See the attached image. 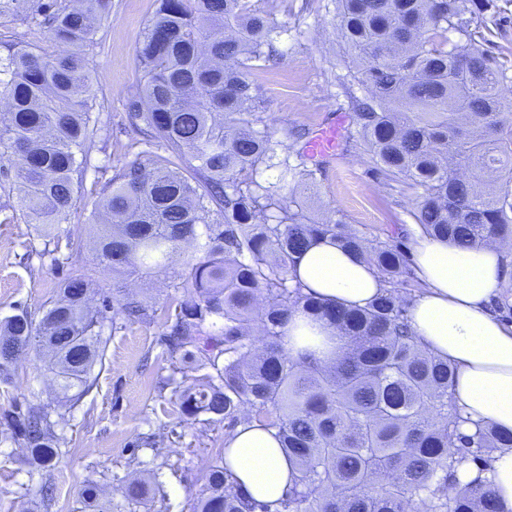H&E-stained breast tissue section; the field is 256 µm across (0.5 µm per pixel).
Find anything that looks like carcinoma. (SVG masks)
Here are the masks:
<instances>
[{"label":"carcinoma","mask_w":512,"mask_h":512,"mask_svg":"<svg viewBox=\"0 0 512 512\" xmlns=\"http://www.w3.org/2000/svg\"><path fill=\"white\" fill-rule=\"evenodd\" d=\"M20 21L39 22L60 47L17 46L0 38V157H17L20 210L44 238L41 256L59 264L74 251L61 228L81 189L99 117L87 97L96 25L112 0H17ZM135 44L142 78L130 103L143 138L134 159L100 192L93 225L98 257L117 276L168 269L174 296L160 338L165 353L199 355L209 372L189 385L173 379L182 420L208 416L233 431L257 423L274 432L296 474L277 503L246 496L226 460L211 466L192 512H505L488 471L512 448L489 424L463 430L453 401L456 368L422 347L396 285L412 259L393 240L376 246L340 219L313 222L288 180L318 165L305 149L276 159L267 131L243 119L261 106L253 71L276 54L271 15L253 0H157ZM339 33L357 63L347 81L357 133L376 169L416 194L421 231L471 247L512 243V84L505 63L484 48L479 15L492 0H336ZM275 168L277 182L261 178ZM329 238L371 265L383 292L364 308L304 293L297 259ZM89 276L74 267L54 300L0 320V383L12 382L15 349L33 352L54 376L59 406L71 410L96 382L116 326L110 306L91 309ZM300 312L340 328L341 354L326 365L305 348L291 353L283 328ZM128 320L151 316L134 298ZM263 328L255 348L250 325ZM250 412H245V409ZM65 414L40 402L0 414L27 464L60 459ZM474 466L478 476L459 474ZM44 505L45 480L26 487ZM88 512H112L102 485L86 479Z\"/></svg>","instance_id":"1"}]
</instances>
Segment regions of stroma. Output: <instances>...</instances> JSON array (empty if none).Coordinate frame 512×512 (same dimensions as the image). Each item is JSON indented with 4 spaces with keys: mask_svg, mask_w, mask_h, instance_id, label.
Masks as SVG:
<instances>
[{
    "mask_svg": "<svg viewBox=\"0 0 512 512\" xmlns=\"http://www.w3.org/2000/svg\"><path fill=\"white\" fill-rule=\"evenodd\" d=\"M258 5L283 28L275 42L276 59L252 75L264 102L260 125L276 155L294 154L328 124L340 131L335 157L314 169L298 189L305 214L315 221L342 218L373 245L391 238L410 242L418 230L411 216L414 191L379 174L367 147L346 137L352 127L351 99L363 91L342 84L350 57L337 33L335 0H258ZM155 9V0H112L111 14L97 26L102 46L90 57L91 103L107 130L95 137L82 189L65 223L78 249L71 261L54 266L41 258L43 241L26 216L0 224V319L54 296L74 265L87 269L99 287L91 307H99L103 294L117 285L111 270L100 265L88 232L100 190L130 159L136 130L129 102L141 76L134 46ZM483 25L488 52L512 62V0H494ZM178 272L174 266L167 273L117 285L122 293L144 299L152 319L125 324L112 334L96 386L71 412L63 430L61 456L52 471L57 496L48 512H82L78 490L89 477L102 484L114 512H189L190 502L203 492L226 432L199 419L181 421L170 409L172 389L166 381L180 361L162 355L158 339L173 296L169 283ZM13 370L12 383H0V409L13 401L55 400L56 381L40 372L34 354H21ZM153 436L168 448L167 461L148 446ZM23 454L0 435V512H41L23 496L25 484L40 479L30 473ZM157 468L162 475L155 485L151 479ZM136 477L148 481L147 505L125 497L128 481Z\"/></svg>",
    "mask_w": 512,
    "mask_h": 512,
    "instance_id": "35a3bbf8",
    "label": "stroma"
}]
</instances>
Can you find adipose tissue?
Here are the masks:
<instances>
[{
	"label": "adipose tissue",
	"mask_w": 512,
	"mask_h": 512,
	"mask_svg": "<svg viewBox=\"0 0 512 512\" xmlns=\"http://www.w3.org/2000/svg\"><path fill=\"white\" fill-rule=\"evenodd\" d=\"M411 259L424 284L410 307L411 331L455 367L454 399L465 418L512 431V324L494 310L505 278L502 250L494 242L458 248L419 234ZM296 275L305 292L346 306H367L382 289L373 267L328 239L301 255ZM284 332L290 351L310 348L327 363L344 346L338 329L300 314ZM225 446L227 462L249 497L275 502L284 496L295 469L273 432L242 425Z\"/></svg>",
	"instance_id": "ef3b65f1"
}]
</instances>
